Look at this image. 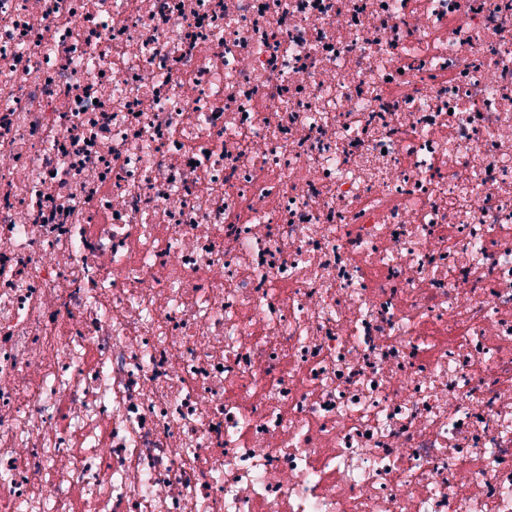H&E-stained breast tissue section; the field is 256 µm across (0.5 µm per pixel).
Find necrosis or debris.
<instances>
[{"label":"necrosis or debris","mask_w":512,"mask_h":512,"mask_svg":"<svg viewBox=\"0 0 512 512\" xmlns=\"http://www.w3.org/2000/svg\"><path fill=\"white\" fill-rule=\"evenodd\" d=\"M0 512H512V0H0Z\"/></svg>","instance_id":"4bbe7bcc"}]
</instances>
